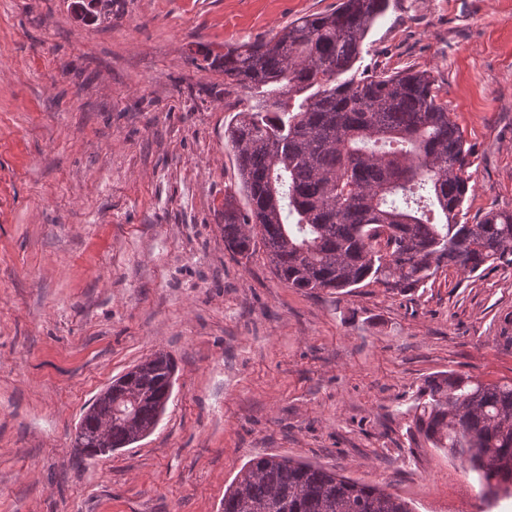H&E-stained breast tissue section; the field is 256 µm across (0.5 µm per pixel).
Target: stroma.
I'll use <instances>...</instances> for the list:
<instances>
[{
  "label": "stroma",
  "mask_w": 512,
  "mask_h": 512,
  "mask_svg": "<svg viewBox=\"0 0 512 512\" xmlns=\"http://www.w3.org/2000/svg\"><path fill=\"white\" fill-rule=\"evenodd\" d=\"M339 0H0V512H222L257 456L319 464L414 512H512L411 429L428 377L512 379V266L396 294L279 280L224 245V130L247 103L204 50ZM361 67L425 70L472 148L463 211L512 209V0H390ZM172 396L82 459L101 390L155 352ZM104 409L100 408L99 410H95V402L88 407L87 411L81 418L78 428L83 430V436L85 437L82 442L79 441L78 438H75L76 447L82 448L81 451L87 458H94L96 454L91 448H95L93 446L94 440L98 437L99 426L101 423V413ZM77 428V429H78Z\"/></svg>",
  "instance_id": "stroma-1"
}]
</instances>
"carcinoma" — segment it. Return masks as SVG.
I'll use <instances>...</instances> for the list:
<instances>
[{
  "label": "carcinoma",
  "mask_w": 512,
  "mask_h": 512,
  "mask_svg": "<svg viewBox=\"0 0 512 512\" xmlns=\"http://www.w3.org/2000/svg\"><path fill=\"white\" fill-rule=\"evenodd\" d=\"M388 0H341L288 24L268 41L205 60L253 104L224 131L237 192L224 195V245L247 257L262 242L291 288L400 293L441 267L475 273L512 265V210L461 221L472 156L426 71L352 72ZM165 353L112 393V447L154 429L172 393ZM102 410L90 405L76 447L96 457ZM416 432L479 474L481 492L512 491V381L452 373L426 379L414 405ZM224 512H412L378 486L321 466L265 455L224 492Z\"/></svg>",
  "instance_id": "carcinoma-1"
}]
</instances>
